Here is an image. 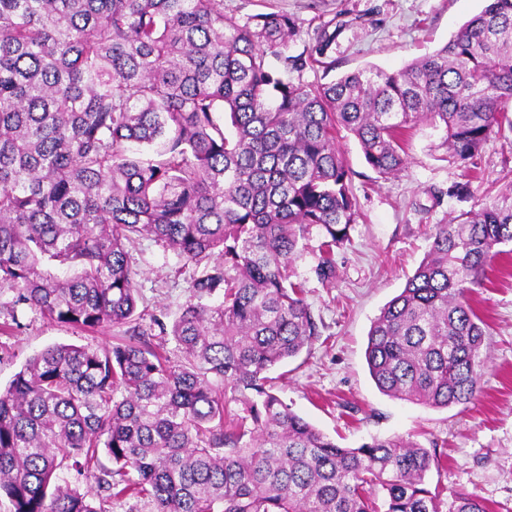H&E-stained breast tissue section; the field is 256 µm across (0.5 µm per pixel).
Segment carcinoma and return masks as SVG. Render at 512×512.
<instances>
[{
    "mask_svg": "<svg viewBox=\"0 0 512 512\" xmlns=\"http://www.w3.org/2000/svg\"><path fill=\"white\" fill-rule=\"evenodd\" d=\"M296 19L240 22L224 0H0V288L11 307L94 332L132 326L128 245L151 235L203 267L169 332L56 344L0 391V496L11 512H493L443 497L440 457L402 437L343 448L296 414L266 373L320 336L292 280L309 229L315 273L361 212L336 138L381 177L407 164L405 132L441 131L470 176L512 133V0H488L443 47L387 72L328 83L326 46L288 54ZM415 272L374 319L366 362L385 395L431 408L474 401L488 368L470 297L512 254V192L433 225ZM48 265L70 271L58 277ZM223 291L217 305L202 298ZM244 416L224 424V388ZM73 470L83 489L60 477Z\"/></svg>",
    "mask_w": 512,
    "mask_h": 512,
    "instance_id": "1",
    "label": "carcinoma"
}]
</instances>
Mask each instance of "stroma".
Segmentation results:
<instances>
[{"instance_id":"35a3bbf8","label":"stroma","mask_w":512,"mask_h":512,"mask_svg":"<svg viewBox=\"0 0 512 512\" xmlns=\"http://www.w3.org/2000/svg\"><path fill=\"white\" fill-rule=\"evenodd\" d=\"M484 6V0H224V11L244 19L261 11L294 16L300 35L291 54L326 44L332 70H304V83H326L374 65L386 71L432 52ZM439 133L414 127L408 163L395 177H379L348 133L337 146L354 171L353 191L362 217L350 241L336 252V276L320 280L314 269L323 238L312 227L292 263L304 282L305 299L321 335L310 350L269 370L275 392L292 409L340 446L354 448L374 437L410 436L445 456L430 484L444 493L463 489L492 506L512 508V259L501 265L492 284L477 290L471 303L487 322L489 368L481 391L469 404L435 409L392 399L371 379L365 350L373 320L400 293L429 249L432 225L469 210L474 201L512 185V139L494 140L483 151L480 179L462 200L450 190L461 170L439 148ZM137 272V324L163 345L172 363L182 352L172 336L160 335L152 317L172 322L189 296L194 267L184 265L153 237L139 238L130 250ZM11 294L0 290V322L15 315L13 334H0V388H7L26 361L54 344L112 346L118 331L91 334L47 321L37 310L11 309Z\"/></svg>"}]
</instances>
